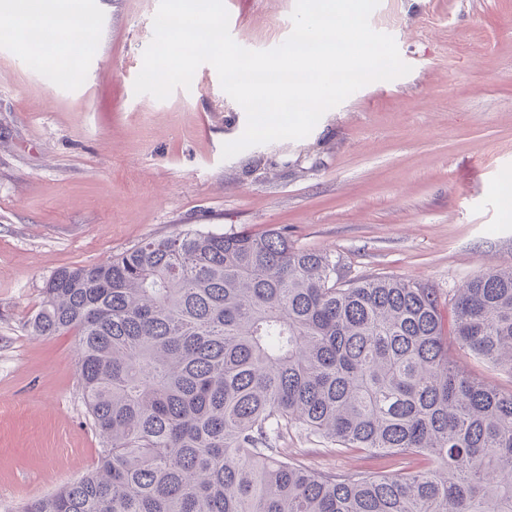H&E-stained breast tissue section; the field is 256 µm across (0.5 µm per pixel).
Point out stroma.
<instances>
[{"label":"stroma","instance_id":"1","mask_svg":"<svg viewBox=\"0 0 512 512\" xmlns=\"http://www.w3.org/2000/svg\"><path fill=\"white\" fill-rule=\"evenodd\" d=\"M93 49L68 77L47 49L0 39V512L97 462L73 334L28 321L58 270L102 262L192 226L284 227L336 254L347 281L390 275L441 298L512 263V0H380L408 75L362 87L312 132L226 159L246 114L201 65L164 100L134 92L159 0H75ZM240 46L292 31L295 0H223ZM306 468L384 475L394 461L288 433Z\"/></svg>","mask_w":512,"mask_h":512}]
</instances>
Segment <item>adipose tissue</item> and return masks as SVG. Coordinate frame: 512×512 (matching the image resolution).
Returning <instances> with one entry per match:
<instances>
[{
    "instance_id": "obj_1",
    "label": "adipose tissue",
    "mask_w": 512,
    "mask_h": 512,
    "mask_svg": "<svg viewBox=\"0 0 512 512\" xmlns=\"http://www.w3.org/2000/svg\"><path fill=\"white\" fill-rule=\"evenodd\" d=\"M86 21L68 6V0H0V32L22 36L24 31L45 28L66 55H74V42Z\"/></svg>"
}]
</instances>
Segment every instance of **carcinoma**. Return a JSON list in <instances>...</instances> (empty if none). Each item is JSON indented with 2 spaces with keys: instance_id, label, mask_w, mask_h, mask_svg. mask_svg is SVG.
Masks as SVG:
<instances>
[{
  "instance_id": "cac0c4a2",
  "label": "carcinoma",
  "mask_w": 512,
  "mask_h": 512,
  "mask_svg": "<svg viewBox=\"0 0 512 512\" xmlns=\"http://www.w3.org/2000/svg\"><path fill=\"white\" fill-rule=\"evenodd\" d=\"M451 302L447 324L426 284H344L285 228H186L62 268L29 327L74 334L102 448L21 512H512V391L448 356L452 338L512 375V264ZM290 430L401 472L312 471L280 447Z\"/></svg>"
}]
</instances>
